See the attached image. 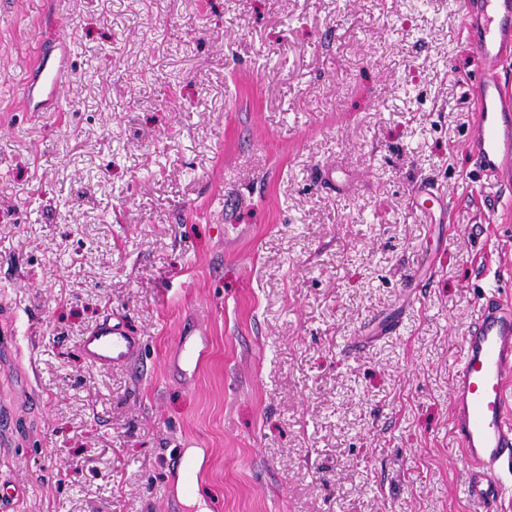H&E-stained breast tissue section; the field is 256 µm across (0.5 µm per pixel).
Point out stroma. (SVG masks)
<instances>
[{
    "mask_svg": "<svg viewBox=\"0 0 512 512\" xmlns=\"http://www.w3.org/2000/svg\"><path fill=\"white\" fill-rule=\"evenodd\" d=\"M61 37L62 107L26 111ZM475 64L457 0H0L11 512H471L448 389L482 289L512 299ZM423 180L448 209L414 207ZM110 312L135 366L77 347Z\"/></svg>",
    "mask_w": 512,
    "mask_h": 512,
    "instance_id": "1",
    "label": "stroma"
}]
</instances>
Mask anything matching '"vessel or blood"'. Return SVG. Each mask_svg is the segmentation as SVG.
<instances>
[{
  "mask_svg": "<svg viewBox=\"0 0 512 512\" xmlns=\"http://www.w3.org/2000/svg\"><path fill=\"white\" fill-rule=\"evenodd\" d=\"M468 41L481 68L473 76L477 105L466 149L486 180L512 186V90L499 71L512 51V0H460ZM64 59L44 52L23 87L29 111L45 110L63 97ZM78 347L99 368L135 365L143 338L127 321L104 316L80 337ZM512 303L498 288L486 290L462 338L449 390L451 433L466 465L463 492L474 512H498L512 492Z\"/></svg>",
  "mask_w": 512,
  "mask_h": 512,
  "instance_id": "b4317fda",
  "label": "vessel or blood"
}]
</instances>
